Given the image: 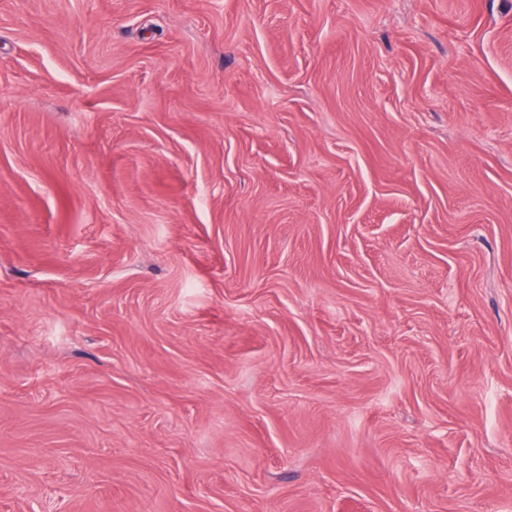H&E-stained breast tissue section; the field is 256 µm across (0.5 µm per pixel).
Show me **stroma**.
<instances>
[{
	"label": "stroma",
	"mask_w": 512,
	"mask_h": 512,
	"mask_svg": "<svg viewBox=\"0 0 512 512\" xmlns=\"http://www.w3.org/2000/svg\"><path fill=\"white\" fill-rule=\"evenodd\" d=\"M0 512H512V0H0Z\"/></svg>",
	"instance_id": "obj_1"
}]
</instances>
